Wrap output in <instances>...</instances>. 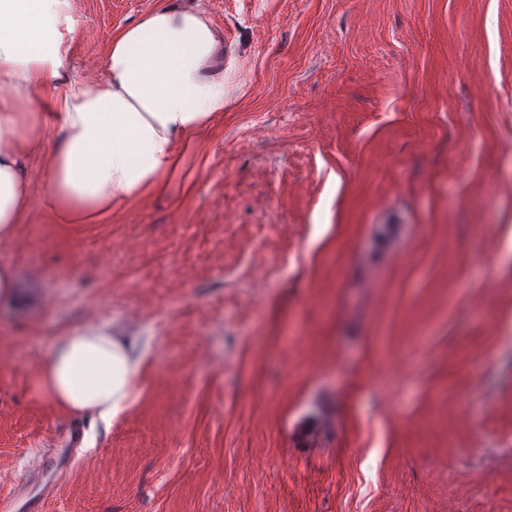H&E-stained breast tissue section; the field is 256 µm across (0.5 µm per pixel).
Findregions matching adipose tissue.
<instances>
[{
    "label": "adipose tissue",
    "mask_w": 512,
    "mask_h": 512,
    "mask_svg": "<svg viewBox=\"0 0 512 512\" xmlns=\"http://www.w3.org/2000/svg\"><path fill=\"white\" fill-rule=\"evenodd\" d=\"M78 19L72 0H0V243L32 206L58 224H97L114 205L165 191L180 148L224 110V39L205 12L168 4L112 36L102 80L62 71ZM54 140L44 189L28 158ZM143 358L110 327L76 325L49 344L42 383L73 412L116 420L136 401Z\"/></svg>",
    "instance_id": "1"
}]
</instances>
